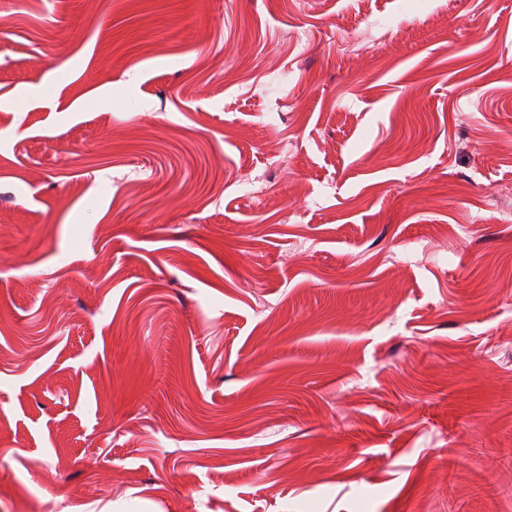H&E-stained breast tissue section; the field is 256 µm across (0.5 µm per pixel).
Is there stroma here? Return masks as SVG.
Instances as JSON below:
<instances>
[{"instance_id": "35a3bbf8", "label": "stroma", "mask_w": 512, "mask_h": 512, "mask_svg": "<svg viewBox=\"0 0 512 512\" xmlns=\"http://www.w3.org/2000/svg\"><path fill=\"white\" fill-rule=\"evenodd\" d=\"M0 512H512V0H0Z\"/></svg>"}]
</instances>
